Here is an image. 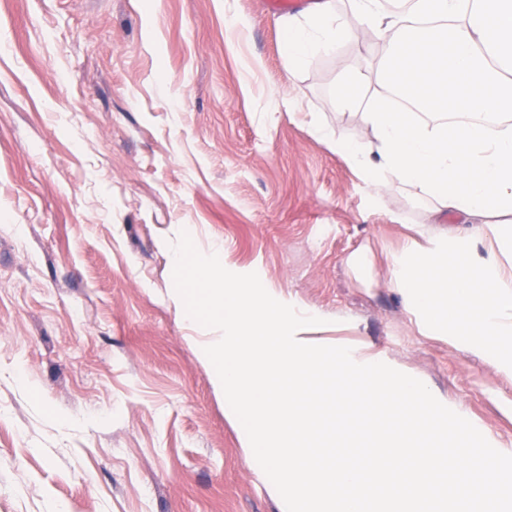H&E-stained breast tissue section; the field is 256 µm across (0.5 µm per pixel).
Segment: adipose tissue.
<instances>
[{"label": "adipose tissue", "instance_id": "obj_1", "mask_svg": "<svg viewBox=\"0 0 512 512\" xmlns=\"http://www.w3.org/2000/svg\"><path fill=\"white\" fill-rule=\"evenodd\" d=\"M384 10L380 0H350L348 17L334 0L289 19L284 51L299 67L331 55L359 32L390 46L383 79L410 98L397 112L390 94L362 115L372 139L336 142L363 181L383 191L386 178L421 188L433 201L428 223L390 263V285L425 336L474 351L512 376V262L470 260L471 238L436 231L443 214L476 224L501 243L494 219L512 214V0H409ZM465 265H456V258Z\"/></svg>", "mask_w": 512, "mask_h": 512}]
</instances>
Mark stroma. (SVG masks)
Returning a JSON list of instances; mask_svg holds the SVG:
<instances>
[{
	"label": "stroma",
	"mask_w": 512,
	"mask_h": 512,
	"mask_svg": "<svg viewBox=\"0 0 512 512\" xmlns=\"http://www.w3.org/2000/svg\"><path fill=\"white\" fill-rule=\"evenodd\" d=\"M284 40L264 0H0V512H280L172 301L184 229L512 452V378L389 286L431 199L377 204L327 144L367 138L384 82L351 108L340 83L386 45L296 68Z\"/></svg>",
	"instance_id": "1"
}]
</instances>
